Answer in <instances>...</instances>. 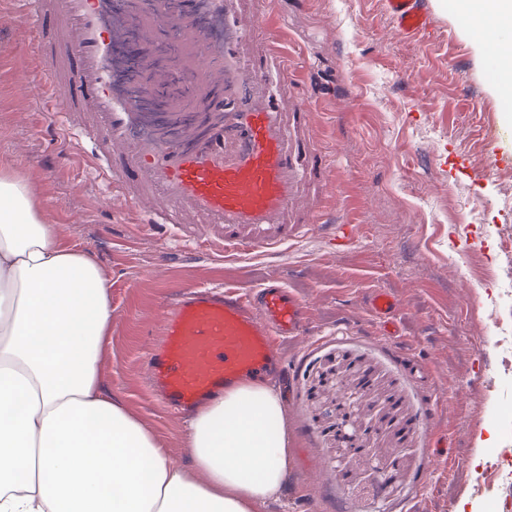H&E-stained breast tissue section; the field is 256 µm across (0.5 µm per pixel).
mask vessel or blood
<instances>
[{
  "instance_id": "1",
  "label": "vessel or blood",
  "mask_w": 512,
  "mask_h": 512,
  "mask_svg": "<svg viewBox=\"0 0 512 512\" xmlns=\"http://www.w3.org/2000/svg\"><path fill=\"white\" fill-rule=\"evenodd\" d=\"M21 39L52 28L24 81L55 135L95 146L110 195L151 224L223 227L225 252L271 248L252 226L297 218L304 181L322 166L303 131L310 109L270 95L287 84L274 48L251 50L258 0H16ZM399 35L431 25L425 0H384ZM307 304L279 280L249 294L195 286L161 320L151 385L174 415L276 376L278 346L307 334Z\"/></svg>"
}]
</instances>
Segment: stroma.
Here are the masks:
<instances>
[{
	"label": "stroma",
	"instance_id": "1",
	"mask_svg": "<svg viewBox=\"0 0 512 512\" xmlns=\"http://www.w3.org/2000/svg\"><path fill=\"white\" fill-rule=\"evenodd\" d=\"M429 33L399 36L383 0H262L258 46L278 40L285 94L309 101L307 136L326 169L315 221L269 252L213 250L218 229L149 224L103 200L87 142L45 136L23 73L42 42H19L0 0V165L26 178L46 223L108 277L112 334L100 374L187 467L186 424L147 388L163 311L189 285L250 290L280 279L308 305L285 340L281 417L290 483L264 512H502L490 467L512 454V370L486 324L508 312L512 76L466 31L459 0H425ZM397 301L389 316L368 298ZM491 448L477 445L486 430ZM438 454H431L432 445Z\"/></svg>",
	"mask_w": 512,
	"mask_h": 512
}]
</instances>
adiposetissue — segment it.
Segmentation results:
<instances>
[{
	"instance_id": "1",
	"label": "adipose tissue",
	"mask_w": 512,
	"mask_h": 512,
	"mask_svg": "<svg viewBox=\"0 0 512 512\" xmlns=\"http://www.w3.org/2000/svg\"><path fill=\"white\" fill-rule=\"evenodd\" d=\"M107 279L0 168V512H259L291 470L280 390L246 384L188 423L192 468L100 378Z\"/></svg>"
}]
</instances>
